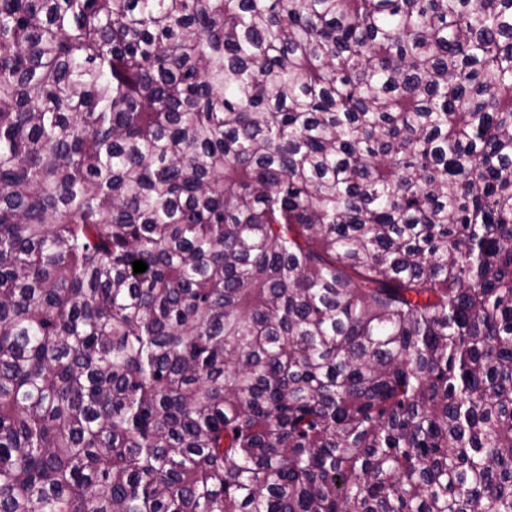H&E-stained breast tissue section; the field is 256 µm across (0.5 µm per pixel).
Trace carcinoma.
Wrapping results in <instances>:
<instances>
[{"mask_svg": "<svg viewBox=\"0 0 512 512\" xmlns=\"http://www.w3.org/2000/svg\"><path fill=\"white\" fill-rule=\"evenodd\" d=\"M0 512H512V0H0Z\"/></svg>", "mask_w": 512, "mask_h": 512, "instance_id": "cac0c4a2", "label": "carcinoma"}]
</instances>
